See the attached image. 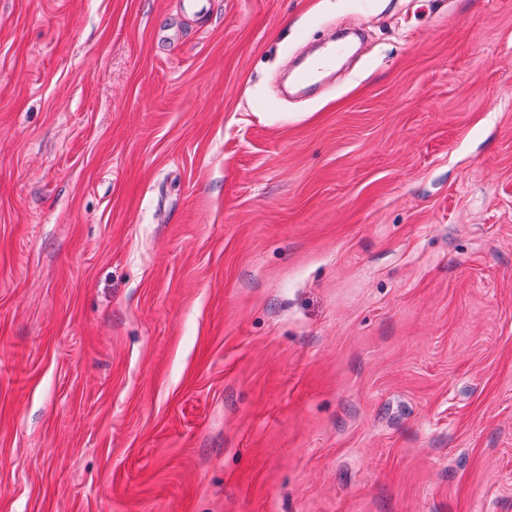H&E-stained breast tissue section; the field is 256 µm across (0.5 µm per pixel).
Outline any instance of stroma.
Listing matches in <instances>:
<instances>
[{"label":"stroma","instance_id":"stroma-1","mask_svg":"<svg viewBox=\"0 0 512 512\" xmlns=\"http://www.w3.org/2000/svg\"><path fill=\"white\" fill-rule=\"evenodd\" d=\"M0 512H512V0H0Z\"/></svg>","mask_w":512,"mask_h":512}]
</instances>
